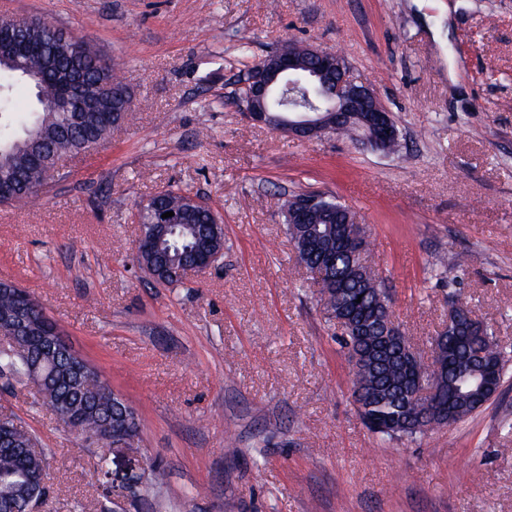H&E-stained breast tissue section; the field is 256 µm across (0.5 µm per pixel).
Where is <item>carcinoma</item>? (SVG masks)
<instances>
[{"label":"carcinoma","instance_id":"1","mask_svg":"<svg viewBox=\"0 0 512 512\" xmlns=\"http://www.w3.org/2000/svg\"><path fill=\"white\" fill-rule=\"evenodd\" d=\"M30 30L35 38L21 65L0 63V180L13 172H23L26 186L0 203L21 204L37 197L43 185L44 167L57 155L74 156L106 141L112 126L96 112H70L64 102L65 90L53 79L38 78L43 63L51 54L60 29L51 21L36 17ZM81 54L65 57L61 67L79 80L81 97L101 104L108 112L119 111L126 119L132 99L126 85L118 79L112 65L94 47L80 42ZM20 82L35 89V104L21 118L13 116L9 92ZM336 200L320 195L318 205L308 224L287 222L297 259L314 262L322 253L336 254V263L326 270L320 287L323 309L328 315H351L350 328L344 337L349 357L357 360L353 389L360 394V416L370 430L383 439L411 437L416 429L428 428L435 422L451 426L466 418L475 409L469 393L475 375L483 366L492 363L504 367V359L493 332L487 328L467 326L457 334L447 336L448 343H438L432 361L426 362L416 354L394 345L380 349L384 332V316L391 300L381 281L352 261L337 233L341 222L329 218L325 207ZM184 213L182 222L174 224L156 244L147 261L165 278L168 285H181L178 269L193 260L202 249H217L224 245V229L211 223L207 213L195 210L189 196L179 190L166 189L158 199V211L150 213L143 207L138 222L148 225L160 220L161 211ZM31 304L25 317L36 323L46 322L43 307L24 289L14 287L0 290V312H12L20 304ZM51 376L44 387V403L52 409H63L89 438L103 440L112 432V420L122 415L115 408L112 390L99 370L92 366L83 369L78 380L66 386L58 381L69 373V359L44 349L41 327L37 326L18 341L15 347L0 345V379L9 383L29 376L32 367ZM435 379L437 408L440 414L415 398L419 376ZM3 444L10 452L0 454V500H12L18 512H25L27 502L21 493L35 491L43 495L39 485H31L27 473L46 474L47 460L35 452V436L25 427L9 432Z\"/></svg>","mask_w":512,"mask_h":512}]
</instances>
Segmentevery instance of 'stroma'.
<instances>
[{"label": "stroma", "mask_w": 512, "mask_h": 512, "mask_svg": "<svg viewBox=\"0 0 512 512\" xmlns=\"http://www.w3.org/2000/svg\"><path fill=\"white\" fill-rule=\"evenodd\" d=\"M8 13L89 43L132 95L109 140L0 218V280L39 301L140 423L114 450L59 422L34 384L0 386L47 457L39 512H512V0H12ZM288 40L347 59L392 114L399 154L247 120L239 84ZM165 189L224 221L219 265L174 287L135 250V214ZM303 192L368 225L421 356L454 302L493 331L509 364L492 401L415 438L363 425L342 331L288 235L282 203Z\"/></svg>", "instance_id": "stroma-1"}]
</instances>
